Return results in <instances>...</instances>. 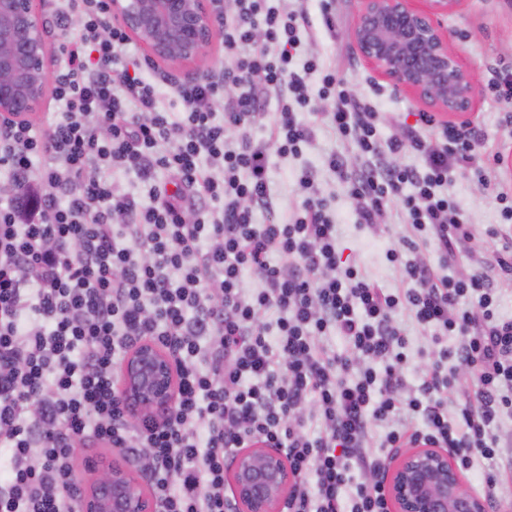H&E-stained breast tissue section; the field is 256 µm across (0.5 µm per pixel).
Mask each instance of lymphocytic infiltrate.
I'll return each mask as SVG.
<instances>
[{
    "instance_id": "obj_1",
    "label": "lymphocytic infiltrate",
    "mask_w": 512,
    "mask_h": 512,
    "mask_svg": "<svg viewBox=\"0 0 512 512\" xmlns=\"http://www.w3.org/2000/svg\"><path fill=\"white\" fill-rule=\"evenodd\" d=\"M232 3L220 19L232 66L171 86L183 106L171 112L134 68L138 48L109 0H63L49 131L0 119L10 186L0 197V512H77L74 462L90 444L136 465L158 512H237L228 474L257 444L287 457L285 512H392L387 461L407 444L453 451L496 497L497 469L512 470L500 433L512 416V320L497 317L493 285L512 273V188L482 160L479 129L441 127L422 112L382 137L375 105L350 95L329 62L294 65L316 27L335 35L333 0H319L317 26L303 7ZM74 14L82 23L71 38ZM320 99L327 112L306 120ZM272 102L269 136L255 138ZM322 128L341 144L322 165L345 185L357 226L376 231L400 201L414 237L386 257L407 289L343 261L312 169L297 179L291 217L279 219L269 155L301 156ZM408 150L419 166L400 163ZM117 170L150 184L148 197L122 189ZM161 171L178 191L157 181ZM457 172L473 174L501 216L490 230L497 248L465 277L446 270L471 237L446 190ZM428 242L441 268L419 256ZM403 313L440 346L412 388ZM144 339L171 357L177 392L167 412L133 420L119 368ZM448 360L474 370V394L456 388ZM380 422L391 428L375 450Z\"/></svg>"
}]
</instances>
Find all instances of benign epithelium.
<instances>
[{
    "label": "benign epithelium",
    "instance_id": "1",
    "mask_svg": "<svg viewBox=\"0 0 512 512\" xmlns=\"http://www.w3.org/2000/svg\"><path fill=\"white\" fill-rule=\"evenodd\" d=\"M363 0L350 32L376 72L413 92L438 112L464 124L474 107V73L449 47L441 17L462 0ZM112 18L140 41L153 59L174 65L198 60L216 33L215 11L206 0H110ZM43 24L32 0H0V115L22 119L43 100L49 73ZM119 388L135 419L169 409L175 400V369L153 342L138 343L119 370ZM79 500V512H156V502L133 469L114 462L99 470ZM291 474L277 448L242 449L228 476L238 512H283ZM395 512H488V499L471 493L445 450H402L387 472Z\"/></svg>",
    "mask_w": 512,
    "mask_h": 512
}]
</instances>
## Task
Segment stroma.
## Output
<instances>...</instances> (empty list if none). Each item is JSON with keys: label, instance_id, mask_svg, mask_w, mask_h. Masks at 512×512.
<instances>
[{"label": "stroma", "instance_id": "obj_1", "mask_svg": "<svg viewBox=\"0 0 512 512\" xmlns=\"http://www.w3.org/2000/svg\"><path fill=\"white\" fill-rule=\"evenodd\" d=\"M336 37H320L304 42L303 55L319 54L336 67L337 75L345 82L348 91L357 97H369L381 114L379 126L382 137L397 133L400 123L414 113L424 111V104L408 90L394 86L361 58L349 37L361 10L362 0H335ZM442 27L450 47L463 62L472 68L479 93L469 122L479 127L484 135L486 149H504L512 155V99L495 97L488 83L495 72H512V5L507 0H462L457 10L445 16ZM221 39H214L204 55L192 65L172 68L155 62L150 72L165 84L193 79L228 67ZM337 142L329 132H322L316 148L307 150L300 158L283 159L271 155V176L280 194L282 211H289L296 204L295 182L302 168L311 166L318 170L320 188L331 204L340 226L339 247L343 258L359 263L374 280L384 287L396 289L402 281L398 269L386 258L392 247H401L404 238L411 234L403 224L398 204L384 209L379 221L385 226L381 236L360 231L355 225L352 207L345 190L337 178L321 167L322 154L336 148ZM449 194L461 206L472 238L462 247L450 273L462 275L469 271L473 260L484 252L495 249L496 242L488 231L499 224L497 204L467 173L457 174L448 188Z\"/></svg>", "mask_w": 512, "mask_h": 512}]
</instances>
